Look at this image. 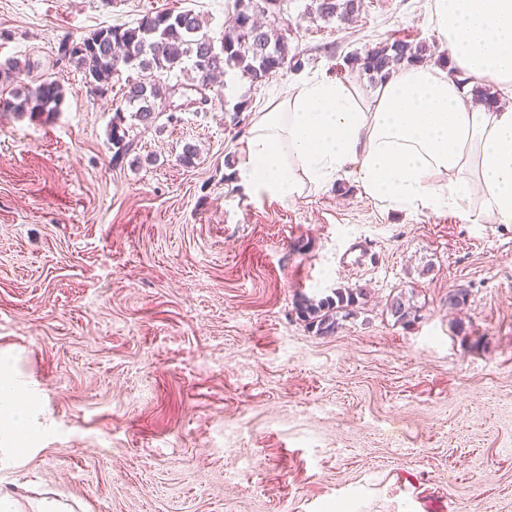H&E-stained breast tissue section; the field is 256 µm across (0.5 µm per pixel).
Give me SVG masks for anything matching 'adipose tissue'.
Segmentation results:
<instances>
[{"instance_id": "adipose-tissue-1", "label": "adipose tissue", "mask_w": 512, "mask_h": 512, "mask_svg": "<svg viewBox=\"0 0 512 512\" xmlns=\"http://www.w3.org/2000/svg\"><path fill=\"white\" fill-rule=\"evenodd\" d=\"M426 13L448 67L402 64L368 95L329 75L292 84L254 113L239 182L293 200L351 175L388 209L512 225V0H426ZM479 82L507 105L478 102ZM40 412L1 349L0 454L25 453Z\"/></svg>"}]
</instances>
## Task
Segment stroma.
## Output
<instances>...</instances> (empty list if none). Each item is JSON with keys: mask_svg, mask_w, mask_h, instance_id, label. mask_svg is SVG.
<instances>
[{"mask_svg": "<svg viewBox=\"0 0 512 512\" xmlns=\"http://www.w3.org/2000/svg\"><path fill=\"white\" fill-rule=\"evenodd\" d=\"M310 3L282 19L300 69L227 71L207 105L134 128L117 165L123 84L91 93L59 41L165 9L218 39L229 0H0V62L65 88L50 122L0 112V349L49 423L0 460L21 512H512V226L385 209L350 177L281 200L232 173L241 99L257 112L322 74L373 90L348 60L388 39L447 57L425 0H363L346 24ZM355 285L368 298L335 335L298 318ZM402 290L409 326L385 308Z\"/></svg>", "mask_w": 512, "mask_h": 512, "instance_id": "35a3bbf8", "label": "stroma"}]
</instances>
